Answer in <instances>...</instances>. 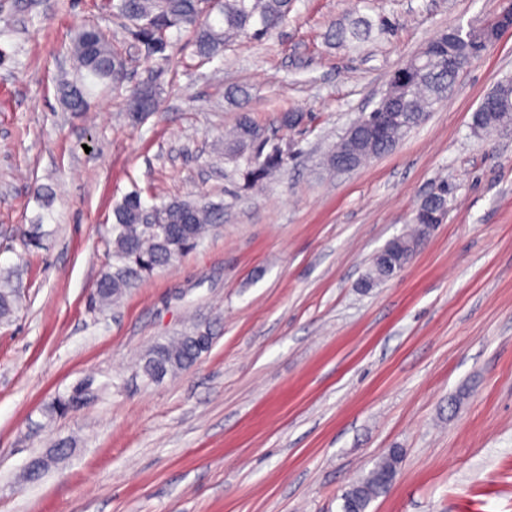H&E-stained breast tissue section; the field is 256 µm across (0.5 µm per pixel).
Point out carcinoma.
Returning <instances> with one entry per match:
<instances>
[{
	"label": "carcinoma",
	"instance_id": "1",
	"mask_svg": "<svg viewBox=\"0 0 512 512\" xmlns=\"http://www.w3.org/2000/svg\"><path fill=\"white\" fill-rule=\"evenodd\" d=\"M104 8L133 31L148 61L165 63L170 47L169 33L175 29L193 34L194 54L202 61L224 55V50L243 37L261 40L277 32L289 18L293 0H107ZM389 27L383 17L373 20L358 16L329 33L338 43L355 46L367 42L374 31ZM488 25L470 26L452 38L439 31L416 55L401 66L391 88L393 105L381 102L375 109L396 112L397 118L378 133L363 114L353 121L359 136L355 144L336 142L327 156V164L336 169L359 155V163L392 151L399 142L426 118L432 107L446 98L455 83V73L448 69V53L470 55L471 48L484 42ZM77 71L74 80L57 84V96L70 112L85 111L96 83L112 85L125 100L128 118L139 122L159 111L158 92L153 85L128 82L126 58L118 42L100 31L88 28L75 32L69 47ZM498 96L500 106L487 113L484 106L473 116V131L487 134L497 126L512 121V80L499 81L489 93ZM227 99L241 112L232 134L224 139V162L233 165V173L250 189L281 174L286 167L288 150L272 130L290 132L297 120L293 112H280L261 124L249 113L250 89L232 86ZM448 184L425 200L415 211L411 230L395 238L373 259L365 286L392 276V269L407 264L414 247L421 243L423 218L446 204ZM112 238L109 240L107 270L99 279L94 308L104 311L122 293L143 277L171 264L194 250L216 224L222 222L224 206L204 197L171 199L145 206L139 194L129 193L115 203ZM16 292L8 282L0 285V320L8 319L15 310ZM197 343L182 335L153 349L144 359L142 370L152 380L190 368L196 362ZM89 396L77 387L68 396L55 400L50 412L63 415ZM401 463V450L392 448L366 474L342 495V512H367L376 498L389 492Z\"/></svg>",
	"mask_w": 512,
	"mask_h": 512
}]
</instances>
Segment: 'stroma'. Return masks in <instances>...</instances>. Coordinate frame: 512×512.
<instances>
[{
	"label": "stroma",
	"mask_w": 512,
	"mask_h": 512,
	"mask_svg": "<svg viewBox=\"0 0 512 512\" xmlns=\"http://www.w3.org/2000/svg\"><path fill=\"white\" fill-rule=\"evenodd\" d=\"M511 3L295 0L281 30L207 63L172 33L160 69L101 0H0V275L18 299L0 323V512H341L392 448L398 477L368 512H512V134L472 131L512 76V30L393 151L346 173L324 164L434 33ZM358 13L392 26L359 50L328 40ZM84 27L116 37L160 112L131 122L100 84L86 111L64 109L56 84ZM237 84L258 120L304 115L287 173L260 192L216 149ZM443 182V224L401 277L364 287ZM134 190L147 206L205 195L224 222L99 314L112 209ZM191 332L212 335L209 351L148 381L147 352ZM87 380L91 402L50 414Z\"/></svg>",
	"instance_id": "35a3bbf8"
}]
</instances>
